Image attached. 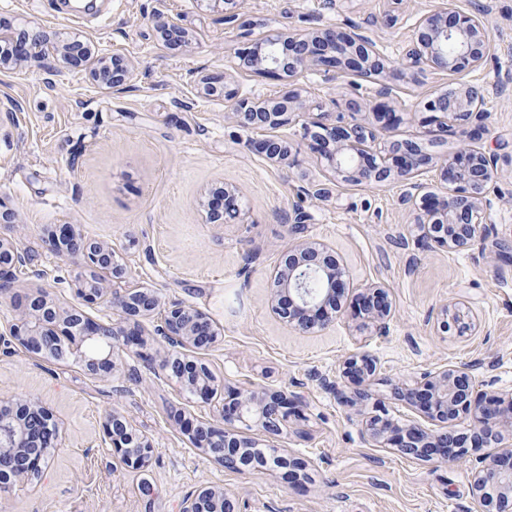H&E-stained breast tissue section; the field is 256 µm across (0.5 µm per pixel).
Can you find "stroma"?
I'll return each instance as SVG.
<instances>
[{
  "label": "stroma",
  "instance_id": "35a3bbf8",
  "mask_svg": "<svg viewBox=\"0 0 512 512\" xmlns=\"http://www.w3.org/2000/svg\"><path fill=\"white\" fill-rule=\"evenodd\" d=\"M434 2L402 0L393 9L387 0H235L230 7L241 23L232 27L224 22L223 0H101L96 14L66 11L63 0H0L2 28L79 34L95 54L120 53L135 66L130 86L117 94L79 67L49 78L35 67L0 71V101L17 103L14 111L0 110V210L11 215L0 233L38 257L37 269H18L0 299V329L8 330L36 289L61 307L75 304L71 284L79 265L45 243L49 230L71 224L119 251L127 285L153 289L168 305L196 306L221 332L215 347L191 352L216 377L220 394L208 402L156 378L151 362L168 347L153 334L155 316L142 323L143 357L118 352L108 382L87 374L81 345L56 361L0 343V396L39 399L64 432L42 469L0 499V512H181L187 496L210 484L235 494L241 512H476L471 472L483 450L455 462H421L367 444L331 383L349 353L373 356L370 388L404 424L420 417L390 399V385L421 372L473 365L484 391L512 388V272L495 270L475 247L429 246L400 202V185L337 182L308 147L300 122L240 127L229 117V101L201 97L196 86L199 75L226 76L238 97L255 99L296 86L310 111H331L333 99L349 93L347 81L259 75L241 67L238 54L280 32L360 27L396 61L388 79L402 120L379 135L414 137L423 130L426 103L454 81L437 70L412 79L397 62L416 16ZM483 2L494 52L476 74L489 89V132L481 145L508 160L512 0ZM390 9L398 17L392 26L384 21ZM159 11L191 31L190 44L162 45ZM269 137L291 143L285 160L254 151V141ZM220 181L239 188L246 223H205L197 201ZM490 196L493 232L512 243V172L491 185ZM294 209L309 215L308 235L332 246L355 282L389 287L386 332H362L340 318L304 335L270 313L271 276L288 244L283 216ZM452 300L480 315L478 333L438 331L440 311ZM249 387L301 402L303 418L290 420L275 445L307 460L304 477L284 469L230 471L191 443L186 419L223 427L224 391ZM115 411L151 440L148 467H126L113 453L104 427Z\"/></svg>",
  "mask_w": 512,
  "mask_h": 512
}]
</instances>
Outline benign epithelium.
Here are the masks:
<instances>
[{"mask_svg":"<svg viewBox=\"0 0 512 512\" xmlns=\"http://www.w3.org/2000/svg\"><path fill=\"white\" fill-rule=\"evenodd\" d=\"M156 28L168 46L188 44L189 32L177 22L159 14ZM14 52L0 57L1 70H23L36 62L50 76L60 73L66 64L90 63L91 48L77 37L50 39L40 30L22 29L10 35ZM492 38L486 22V10L478 6L468 12L455 0L422 14L412 26V36L402 50L405 70L415 76L430 68L450 74L467 75L479 70L488 59ZM389 57L375 49V43L358 32L320 28L306 33L275 35L258 45L246 61L258 74L290 79L307 71L321 73L328 82L342 74L351 75L353 96L333 100L335 115L320 112L302 123L311 150L327 160L337 178L353 184L380 186L396 181L405 186L402 202L414 214L421 238L427 244L460 251L478 247L481 254L497 262L507 252L504 242L493 237L487 216L494 202L490 185L500 171L498 158L474 146L488 131L489 113L485 112L484 86L467 80L436 95L427 103L430 115L423 124L436 125L448 134H458L459 147L451 152L437 150L440 142L430 131L413 139L394 140L376 148L375 129L345 114L363 111L375 113L390 126L400 120L390 105L393 89L380 77ZM92 80L103 90L122 92L133 76L128 61L121 55L102 56L90 69ZM203 96H222L235 100L232 115L247 127L288 124L302 114L301 95L291 89L275 99L237 98L227 83L217 85L214 78L198 79ZM254 149L269 159H282L289 146L277 139L253 143ZM436 170L448 184V195L437 197L422 182L424 174ZM208 224H243L246 213L234 187L216 184L200 201ZM308 215L295 210L288 214L287 232L291 239L288 252L274 274L271 312L296 331L312 334L343 316L342 305L350 275L344 264L330 254L327 244L306 237ZM61 235L48 236V245L68 258H79L90 275L75 281L77 298L86 303L105 301L120 313L126 325L112 321L95 322L81 311L62 313L41 290L28 301L27 311L18 324L9 328V336L28 353L39 357L60 358L64 348L54 325H64L65 336L86 345V369L96 375L113 368L112 356L118 350L144 345L140 320L163 311L156 332L172 348L191 346L206 349L218 341L219 332L210 317L193 306L173 305L161 309L158 296L142 288L102 286L94 280L97 272L112 278H126V265L110 245L86 241L63 225ZM36 255L21 248L17 240L0 236V296L10 291L14 270L32 264ZM392 302L389 289L381 283L358 286L353 318L362 329L384 332L388 328ZM439 329L450 335L466 336L480 328L477 312L460 313V304L441 310ZM377 369V362L365 354L347 357L340 369L341 379L352 392L341 402L361 418L364 441L381 448H393L405 456L423 462L435 459L453 461L464 457L470 448H490L472 474V489L477 512H512V390L483 392L476 377L466 366L424 372L406 381L392 384L391 397L418 414L441 424L436 431L422 425L400 426L390 417L381 399L363 388ZM154 373L175 381L180 388L208 397L214 379L208 366L181 357H167L154 365ZM224 429L216 430L199 421L189 432L193 442L208 456L233 471L246 468L264 470L266 466L303 470L306 465L267 444L263 457L248 452L259 447L246 437L239 426L255 427L268 437L283 433L288 419L301 417L300 409L282 391L239 390L224 400ZM468 419L463 429L457 422ZM112 447L129 467L140 469L150 460L149 441L133 431L117 413L105 424ZM61 430L50 422V413L36 398L20 403H0V495L9 493L13 483L39 470L46 451L59 447ZM182 512H237L229 494L222 488L204 487L187 499Z\"/></svg>","mask_w":512,"mask_h":512,"instance_id":"obj_1","label":"benign epithelium"}]
</instances>
